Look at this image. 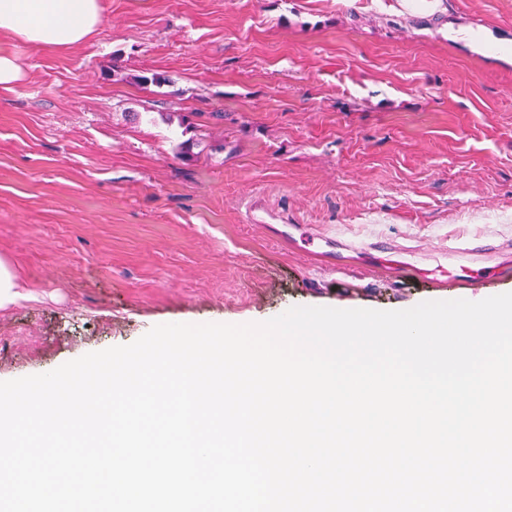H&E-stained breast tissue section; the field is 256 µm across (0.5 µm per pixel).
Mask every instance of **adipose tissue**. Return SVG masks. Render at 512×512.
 Wrapping results in <instances>:
<instances>
[{"mask_svg":"<svg viewBox=\"0 0 512 512\" xmlns=\"http://www.w3.org/2000/svg\"><path fill=\"white\" fill-rule=\"evenodd\" d=\"M104 0H0V39L66 51L100 27Z\"/></svg>","mask_w":512,"mask_h":512,"instance_id":"adipose-tissue-1","label":"adipose tissue"}]
</instances>
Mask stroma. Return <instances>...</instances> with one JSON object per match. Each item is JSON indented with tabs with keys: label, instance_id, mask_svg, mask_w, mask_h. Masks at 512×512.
I'll list each match as a JSON object with an SVG mask.
<instances>
[{
	"label": "stroma",
	"instance_id": "obj_1",
	"mask_svg": "<svg viewBox=\"0 0 512 512\" xmlns=\"http://www.w3.org/2000/svg\"><path fill=\"white\" fill-rule=\"evenodd\" d=\"M0 48L24 68L0 257L26 293L0 381L158 324L512 292V0H106L82 45ZM465 237L498 278L443 282Z\"/></svg>",
	"mask_w": 512,
	"mask_h": 512
}]
</instances>
